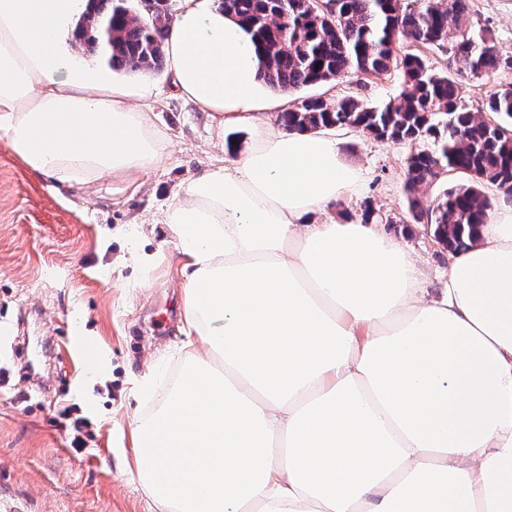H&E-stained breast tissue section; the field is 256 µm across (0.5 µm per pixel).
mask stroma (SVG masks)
I'll return each mask as SVG.
<instances>
[{"label": "stroma", "mask_w": 512, "mask_h": 512, "mask_svg": "<svg viewBox=\"0 0 512 512\" xmlns=\"http://www.w3.org/2000/svg\"><path fill=\"white\" fill-rule=\"evenodd\" d=\"M475 27L491 29L512 54V0H471ZM155 123L166 136L161 162L137 189L113 196L64 188L32 174L0 136V512H155L136 472L132 434L165 403L191 362L181 331L183 256L161 215L183 182L252 140L249 124L216 132L205 112L177 97L167 71L153 74ZM373 105L400 92L396 75L351 72L305 88L336 100L353 92ZM345 159L365 171L360 193L315 222L360 214L365 204L395 216L387 232L414 251L430 298L448 272V253L406 214L408 151L353 129H337ZM147 253V265L131 262ZM100 353L97 370L79 347ZM88 418L81 455L67 438Z\"/></svg>", "instance_id": "35a3bbf8"}]
</instances>
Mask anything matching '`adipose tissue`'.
<instances>
[{
  "instance_id": "adipose-tissue-1",
  "label": "adipose tissue",
  "mask_w": 512,
  "mask_h": 512,
  "mask_svg": "<svg viewBox=\"0 0 512 512\" xmlns=\"http://www.w3.org/2000/svg\"><path fill=\"white\" fill-rule=\"evenodd\" d=\"M87 7L0 0V135L27 169L88 190L152 168L165 136L148 77L113 80L67 47ZM165 53L178 97L249 119L254 141L163 214L200 347L135 431L157 512H512V205L426 298L382 225L311 222L363 171L338 140L264 120L252 38L220 0H178Z\"/></svg>"
}]
</instances>
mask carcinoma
Masks as SVG:
<instances>
[{"instance_id":"carcinoma-1","label":"carcinoma","mask_w":512,"mask_h":512,"mask_svg":"<svg viewBox=\"0 0 512 512\" xmlns=\"http://www.w3.org/2000/svg\"><path fill=\"white\" fill-rule=\"evenodd\" d=\"M470 0H221L253 37L260 78L273 91L297 92L336 81L357 71L396 73L399 94L380 105L352 93L336 101L300 97L278 122L290 131L355 129L380 141L410 149L405 189L408 220L375 215L364 207L365 223L421 224L456 252L476 239L493 205L488 191L512 196V81H501L486 104L488 119L465 105L462 80L512 74V56L494 39L474 30ZM167 0H92L76 39L97 52L114 72L150 75L165 58ZM112 30L108 39L102 30ZM435 48L447 59L437 71L421 54L403 46ZM463 173L466 183L442 189L425 206L420 188L446 173Z\"/></svg>"}]
</instances>
